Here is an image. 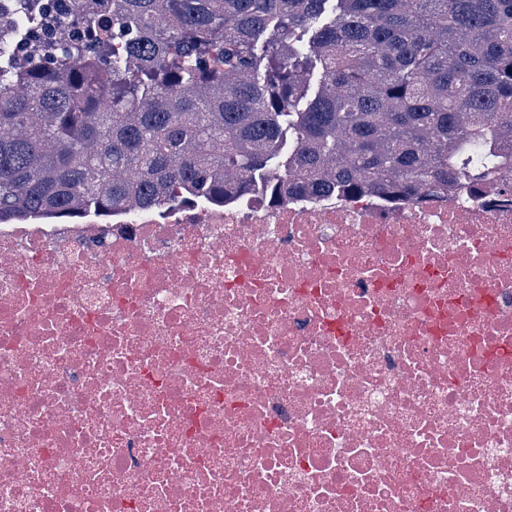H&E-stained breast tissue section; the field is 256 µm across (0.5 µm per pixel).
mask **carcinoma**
<instances>
[{"instance_id":"carcinoma-1","label":"carcinoma","mask_w":512,"mask_h":512,"mask_svg":"<svg viewBox=\"0 0 512 512\" xmlns=\"http://www.w3.org/2000/svg\"><path fill=\"white\" fill-rule=\"evenodd\" d=\"M504 171L512 0H0V224Z\"/></svg>"}]
</instances>
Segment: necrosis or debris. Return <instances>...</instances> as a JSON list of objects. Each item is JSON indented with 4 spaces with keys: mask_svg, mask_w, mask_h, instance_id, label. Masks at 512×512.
I'll list each match as a JSON object with an SVG mask.
<instances>
[{
    "mask_svg": "<svg viewBox=\"0 0 512 512\" xmlns=\"http://www.w3.org/2000/svg\"><path fill=\"white\" fill-rule=\"evenodd\" d=\"M0 512H512V195L1 224Z\"/></svg>",
    "mask_w": 512,
    "mask_h": 512,
    "instance_id": "obj_1",
    "label": "necrosis or debris"
}]
</instances>
